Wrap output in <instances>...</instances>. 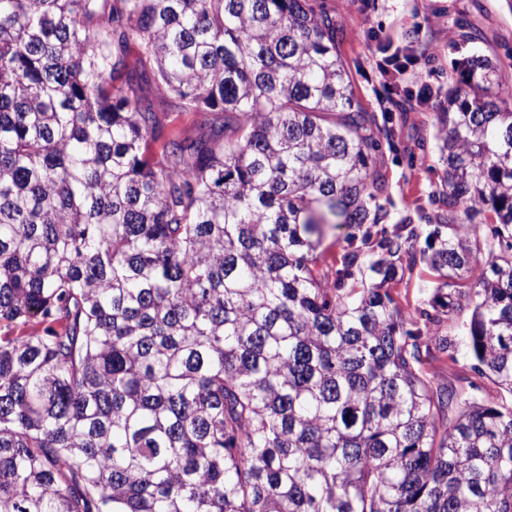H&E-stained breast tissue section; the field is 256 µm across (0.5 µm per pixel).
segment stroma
<instances>
[{
	"instance_id": "obj_1",
	"label": "stroma",
	"mask_w": 512,
	"mask_h": 512,
	"mask_svg": "<svg viewBox=\"0 0 512 512\" xmlns=\"http://www.w3.org/2000/svg\"><path fill=\"white\" fill-rule=\"evenodd\" d=\"M336 16L338 45L349 64L363 108L381 112L384 88L362 70L372 56L410 46L416 55L432 57L430 86L447 90L459 79L456 61L479 52L496 59L501 72V106L512 108V0H325ZM389 109L397 123L398 153L380 159L386 175L389 210L399 218L439 191L444 168L439 161L437 100L416 107L396 97ZM434 286L425 264L394 285L392 294L405 315H414Z\"/></svg>"
}]
</instances>
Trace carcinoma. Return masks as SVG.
Here are the masks:
<instances>
[{
    "instance_id": "1",
    "label": "carcinoma",
    "mask_w": 512,
    "mask_h": 512,
    "mask_svg": "<svg viewBox=\"0 0 512 512\" xmlns=\"http://www.w3.org/2000/svg\"><path fill=\"white\" fill-rule=\"evenodd\" d=\"M460 67L418 253L324 4L0 0V322L49 323L0 336V512H512V110ZM144 89L147 96L154 102L158 112H164L162 116L165 121L169 123V127H187L191 126L197 120V116L192 113L178 112L177 108L168 100L158 95L152 85L144 83ZM351 230L346 225H336V228H326L325 235L321 241L319 251L330 261L339 257L347 245L346 237ZM434 281L427 266L418 261L412 277L407 276L402 282L393 286L391 292L407 317L416 316V308L423 307L422 302L427 299ZM46 323L38 320L24 322L19 320L15 323L0 325V336H44ZM468 365L469 362L465 360L459 359V362L454 363L444 356L441 360L435 361L429 368L438 370L446 379L456 384L466 386L468 381H473L481 387V392L494 393L493 385L487 379L479 378L471 372Z\"/></svg>"
}]
</instances>
